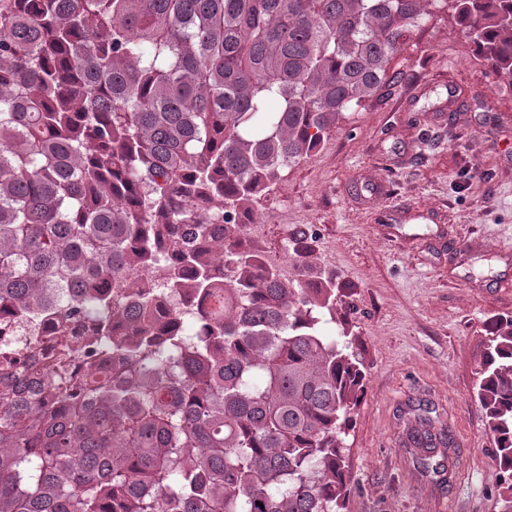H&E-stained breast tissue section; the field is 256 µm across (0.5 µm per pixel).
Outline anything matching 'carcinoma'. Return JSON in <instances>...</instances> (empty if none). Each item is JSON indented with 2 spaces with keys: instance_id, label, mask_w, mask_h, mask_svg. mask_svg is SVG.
Instances as JSON below:
<instances>
[{
  "instance_id": "obj_1",
  "label": "carcinoma",
  "mask_w": 512,
  "mask_h": 512,
  "mask_svg": "<svg viewBox=\"0 0 512 512\" xmlns=\"http://www.w3.org/2000/svg\"><path fill=\"white\" fill-rule=\"evenodd\" d=\"M431 3L511 87L512 0H0V308L78 324L58 350L86 362L31 386L0 346V512H344L339 288L305 232L284 281L245 225ZM473 394L512 512V316ZM417 420L427 470L452 437Z\"/></svg>"
}]
</instances>
